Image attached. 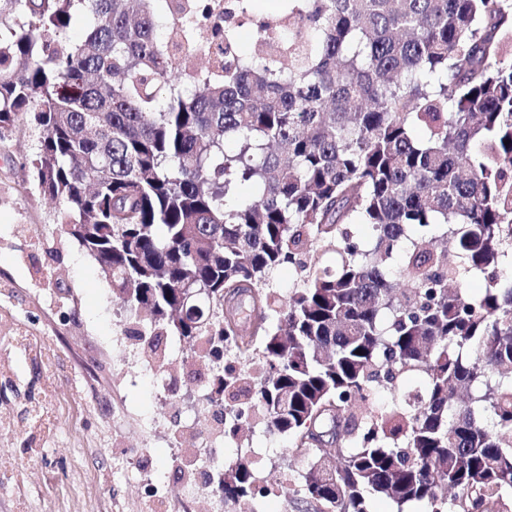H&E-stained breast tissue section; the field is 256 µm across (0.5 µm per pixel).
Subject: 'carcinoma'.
<instances>
[{
	"label": "carcinoma",
	"mask_w": 512,
	"mask_h": 512,
	"mask_svg": "<svg viewBox=\"0 0 512 512\" xmlns=\"http://www.w3.org/2000/svg\"><path fill=\"white\" fill-rule=\"evenodd\" d=\"M225 8L0 0V141L40 131L31 178L147 335L248 363L205 358L312 455L313 512H512V0H282L249 55L201 29Z\"/></svg>",
	"instance_id": "cac0c4a2"
}]
</instances>
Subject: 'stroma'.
I'll list each match as a JSON object with an SVG mask.
<instances>
[{
	"label": "stroma",
	"mask_w": 512,
	"mask_h": 512,
	"mask_svg": "<svg viewBox=\"0 0 512 512\" xmlns=\"http://www.w3.org/2000/svg\"><path fill=\"white\" fill-rule=\"evenodd\" d=\"M37 145V131L25 123L0 141V323L30 339L25 348L0 341L12 357L10 376L0 378V408L14 417L13 430L0 434V452L22 473L0 485V512L20 505L27 512H144L143 484L116 475L133 449L176 493L175 512H203V496L182 497L179 459L163 435L185 415L115 347L133 315L64 232L61 204L23 170ZM243 434L276 453L261 466L276 491L267 512H304L286 479L307 469L309 455L250 426Z\"/></svg>",
	"instance_id": "1"
}]
</instances>
